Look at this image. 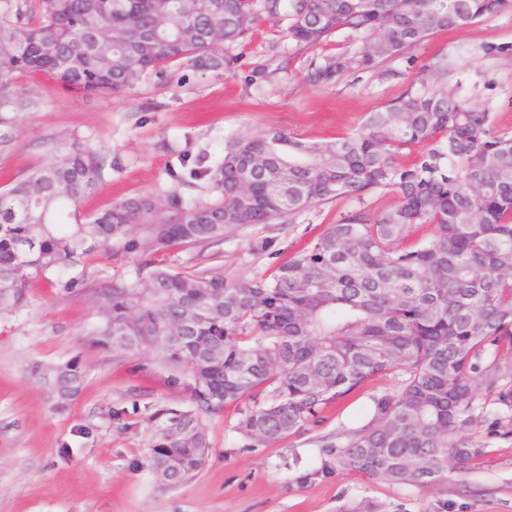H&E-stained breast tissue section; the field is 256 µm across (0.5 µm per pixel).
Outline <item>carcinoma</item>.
<instances>
[{"instance_id": "carcinoma-1", "label": "carcinoma", "mask_w": 512, "mask_h": 512, "mask_svg": "<svg viewBox=\"0 0 512 512\" xmlns=\"http://www.w3.org/2000/svg\"><path fill=\"white\" fill-rule=\"evenodd\" d=\"M288 6V36L316 45L339 30L358 35L356 60L370 68L438 31L512 10V0H264L271 17ZM256 0H0V126L4 112L32 105L21 77L45 75L86 93L122 95L176 63L230 68L224 44L244 37ZM338 54L313 75L347 69ZM372 113L356 132L308 143L281 130L234 138L208 178V199L190 200L181 176L157 193L118 201L94 217L80 209L112 169V149L74 136L53 160L0 187V313L24 306L34 278L76 291L94 256L112 251L135 265L102 300L99 342L148 352L191 378L194 409L174 412L153 438L156 472L179 482L209 450L201 417L248 402L238 429L272 444L314 421L372 378L402 371L400 390L375 401L374 422L323 448L322 472L352 470L407 486L464 472L482 454L459 437L474 401L496 391L497 425L512 434V132L456 91L431 87ZM426 143L412 164L402 151ZM256 155L263 173L242 187ZM388 190L389 211L365 196ZM358 206L269 277L233 283L207 270H174L158 259L174 247L224 240L233 228L293 224L338 199ZM432 237L408 245L412 227Z\"/></svg>"}]
</instances>
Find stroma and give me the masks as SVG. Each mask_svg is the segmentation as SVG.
<instances>
[{"mask_svg": "<svg viewBox=\"0 0 512 512\" xmlns=\"http://www.w3.org/2000/svg\"><path fill=\"white\" fill-rule=\"evenodd\" d=\"M287 13L260 15L229 53L231 70L169 65L122 96H88L38 76L20 79L35 107L15 112L14 139L0 148V182L49 163L48 139L79 136L111 147L112 172L82 202L93 216L113 202L167 188L183 175L182 193L206 196L197 166L215 167L225 143L246 133L281 129L302 141L351 134L387 102L403 95L425 64L442 60L434 89L459 86L462 97L488 108L512 131V11L440 32L376 67H351L315 84L327 58L354 54L348 31L299 46L288 37ZM496 46L488 54V46ZM339 200L309 210L296 223L237 229L219 249L195 246L167 256L176 269L203 268L225 281L271 274L275 265L350 210ZM135 276L133 263L100 255L78 295L32 281L24 307L0 315V512H512V437L492 434L494 394L475 400L481 421L469 437L484 454L471 470L447 473L436 485L377 482L350 470L319 476L324 441L371 421L377 398L395 393L400 377L373 379L330 406L318 421L264 445L242 434L240 407L204 417L209 452L181 482L160 479L146 457L169 412L191 409L186 377L96 340V292L112 279ZM78 362L76 396L60 401L32 368Z\"/></svg>", "mask_w": 512, "mask_h": 512, "instance_id": "obj_1", "label": "stroma"}]
</instances>
